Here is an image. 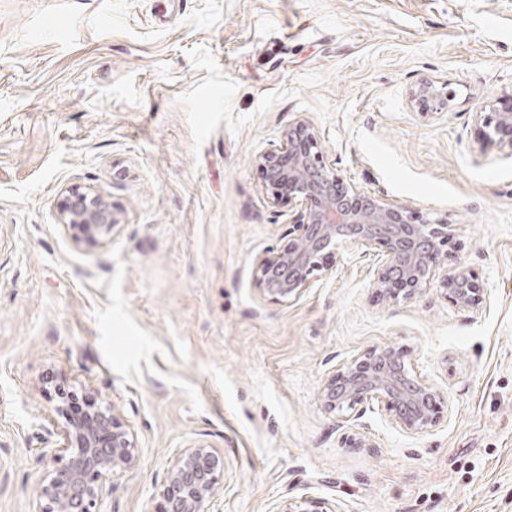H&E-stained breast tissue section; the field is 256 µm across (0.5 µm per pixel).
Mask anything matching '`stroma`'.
I'll return each mask as SVG.
<instances>
[{
  "mask_svg": "<svg viewBox=\"0 0 512 512\" xmlns=\"http://www.w3.org/2000/svg\"><path fill=\"white\" fill-rule=\"evenodd\" d=\"M422 81L441 114L411 104ZM505 92L512 0H0V512H39L65 463L59 384L136 441L99 512H160L194 445L223 460L210 512H512V156L474 147ZM301 117L348 182L451 225L479 310L383 299L354 246L300 298L261 293L292 207L254 157ZM72 186L112 204L106 244L58 225ZM375 347L445 395L436 427L325 411ZM446 86L438 88L434 82H421L411 90V101L425 116L440 113L438 111L444 109L450 100L448 91H443Z\"/></svg>",
  "mask_w": 512,
  "mask_h": 512,
  "instance_id": "stroma-1",
  "label": "stroma"
}]
</instances>
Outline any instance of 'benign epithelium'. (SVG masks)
Listing matches in <instances>:
<instances>
[{
  "mask_svg": "<svg viewBox=\"0 0 512 512\" xmlns=\"http://www.w3.org/2000/svg\"><path fill=\"white\" fill-rule=\"evenodd\" d=\"M425 116L448 105L443 88L424 81L410 93ZM479 150L497 147L512 155V93L495 99L479 113ZM264 172L263 191L272 205H294L288 242L255 262L257 287L273 303L301 295L317 274L332 272V259L346 244L378 257L374 284L388 299H411L436 283L445 297L464 310L483 303V288L464 267L448 270L443 247L452 233L406 206L386 202L374 193L346 183L327 163L315 125L300 118L284 132L282 145L255 155ZM58 223L77 245L96 246L112 236L118 220L102 196L72 187L58 203ZM57 415L64 419L66 457L62 469L43 480L41 512H98L105 484L133 468L137 461L132 432L105 398L90 400L80 419L68 411L71 392L58 388ZM320 399L330 413H343L371 401L380 403L402 429L420 433L439 424L444 395L411 376L393 349H371L339 365L321 388ZM222 462L204 446L187 449L157 488L164 512H209L216 473ZM283 512H326L309 498L290 500Z\"/></svg>",
  "mask_w": 512,
  "mask_h": 512,
  "instance_id": "benign-epithelium-1",
  "label": "benign epithelium"
}]
</instances>
